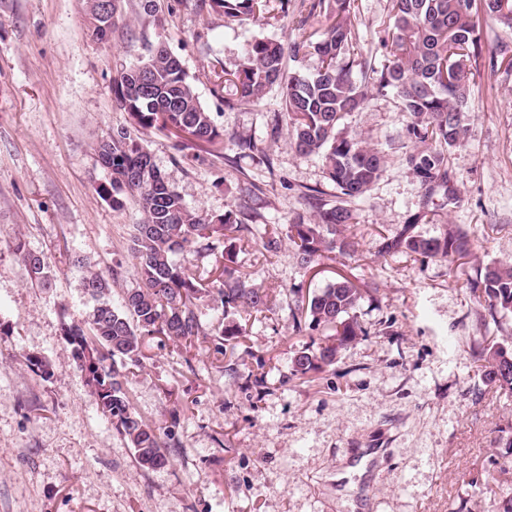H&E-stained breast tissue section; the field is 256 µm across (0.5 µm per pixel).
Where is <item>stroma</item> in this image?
<instances>
[{"instance_id":"1","label":"stroma","mask_w":512,"mask_h":512,"mask_svg":"<svg viewBox=\"0 0 512 512\" xmlns=\"http://www.w3.org/2000/svg\"><path fill=\"white\" fill-rule=\"evenodd\" d=\"M147 2L118 0L102 41L88 0H0V512H501L512 498V395L492 381L481 350L512 347V316L492 321L460 282L512 260V29L480 25L486 58L469 133L449 150L448 187L428 209L406 162L413 143L399 97L356 71L367 100L344 127L386 157L380 180L351 205L362 247L311 270L289 241L273 255L250 247L243 270L254 287L275 289L276 302L247 321L233 351L215 353L209 336L187 348L146 345L125 384L134 408L162 426L179 421L170 463L146 470L101 416L62 337L63 323L92 310L76 257L102 272L122 265L112 301L135 284L128 247L142 214L128 196L113 208L93 152L131 125L114 78L166 46L223 130V149L199 157L156 130L142 136L188 207L223 215L246 178L262 187L255 206L272 224L315 219L306 189L338 202L321 158L298 155L277 121L280 88L231 108L214 91L215 72L235 68L255 39L291 42V20L228 22L200 0ZM355 5L361 58L380 66L390 0ZM241 137L272 166L225 164ZM406 224L425 237L470 227L477 243L457 277L446 259L382 252V238ZM18 240L47 258L51 287L27 280L12 253ZM349 272L378 287L357 311L369 336L313 378L292 376L304 342L293 332L295 288L316 291ZM22 352L47 358L52 377L19 362Z\"/></svg>"}]
</instances>
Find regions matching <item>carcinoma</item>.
Here are the masks:
<instances>
[{"mask_svg": "<svg viewBox=\"0 0 512 512\" xmlns=\"http://www.w3.org/2000/svg\"><path fill=\"white\" fill-rule=\"evenodd\" d=\"M306 2L308 8L294 17L296 36L291 43L258 39L236 70L224 72V87L234 90L224 104L255 103L273 87L282 88L280 118L291 128L296 153L322 158L326 178L339 198L363 199L380 179L385 156L365 139L341 129L345 115L366 100L353 79L355 0ZM202 5L239 22L273 12L285 18L290 9L289 0H202ZM483 19L512 28V0H391L381 39L387 58L381 67L371 69L372 80L381 89L395 90L402 100L410 119L407 134L415 144L407 163L427 194L448 182V150L467 135L462 114L468 111L473 70L484 53L479 36ZM309 52L319 57L320 67L308 75L286 76L285 54L297 57ZM114 87L133 127L193 143L223 142V132L166 47L159 46L144 65L121 72ZM93 151L96 162L105 163L110 171L112 206H121L120 195H130L143 214L128 247L135 259L136 286L115 305L108 295L110 279L119 275L118 270L108 278L85 260H77L83 269L81 287L95 306L85 323L63 324L62 336L101 415L129 441L138 465L154 470L170 462L165 449L178 443L176 422L156 426L134 410L124 387L128 366L140 362L145 339L164 336L192 345L205 335L198 311L207 298L224 313L211 335L216 337V352L227 353L244 335L241 313L269 311L274 300L272 291L248 283L239 270V253L251 244L276 253L286 237L301 264L312 269L328 254L344 258L357 253V222L347 206H326L323 192L316 189L303 193L319 209L313 223L301 219L290 224L259 223L254 211L242 205L225 211L222 218L209 219L185 205L129 130L100 139ZM473 242L463 225L424 237L406 224L383 238L381 247L390 256L446 258L453 274L451 264L470 256ZM184 252L210 259L217 276L205 281L197 267L177 260ZM13 254L31 283L50 285L53 270L41 255L20 241L14 243ZM466 288L481 293L492 319L512 313L511 263L486 265L479 278L466 282ZM294 293L296 334L304 336L321 327L333 331L324 342L303 345L292 359L291 374L311 378L334 365L342 350L369 335L357 309L364 297L372 298L374 293L343 274L318 291L304 295L297 288ZM18 358L41 377L53 376L46 358L25 353ZM489 358L492 378L512 394V351L494 344Z\"/></svg>", "mask_w": 512, "mask_h": 512, "instance_id": "obj_1", "label": "carcinoma"}]
</instances>
